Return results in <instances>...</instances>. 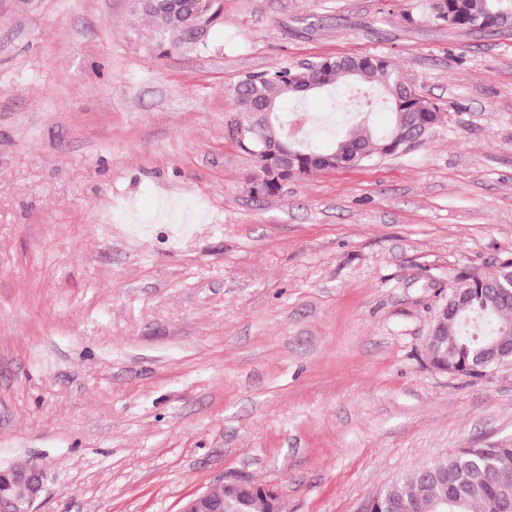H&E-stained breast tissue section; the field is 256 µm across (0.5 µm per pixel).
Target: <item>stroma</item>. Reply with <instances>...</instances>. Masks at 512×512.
I'll return each mask as SVG.
<instances>
[{"instance_id":"stroma-1","label":"stroma","mask_w":512,"mask_h":512,"mask_svg":"<svg viewBox=\"0 0 512 512\" xmlns=\"http://www.w3.org/2000/svg\"><path fill=\"white\" fill-rule=\"evenodd\" d=\"M163 54L132 0H0V465L36 512H179L244 479L358 512L512 435V364L433 368L459 275L512 258V27L425 0H221ZM380 54L443 120L405 152L256 196L234 88ZM17 467L24 466H0V511L34 512V504L44 489V474L33 465ZM6 486L20 487L23 492L19 496L6 498L3 494Z\"/></svg>"}]
</instances>
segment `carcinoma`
<instances>
[{"mask_svg":"<svg viewBox=\"0 0 512 512\" xmlns=\"http://www.w3.org/2000/svg\"><path fill=\"white\" fill-rule=\"evenodd\" d=\"M185 22L172 20L170 0H137L135 10L146 17L156 36L155 44L167 53L180 48L206 47L219 12L205 0H180ZM427 17L466 30L472 21L492 13L500 24L512 20V0H429ZM356 71L354 82L383 92V103L392 111L390 129L376 135L353 125L330 148L319 150L309 142V128L317 122L306 117L298 139L289 137L296 111L289 102L305 89L328 90ZM244 132L252 135L251 153L257 173L251 180L256 195L278 193L290 181L320 171L343 169V157L356 154L354 166L395 155L404 150V136L440 120V107L406 87L400 70L385 56H322L301 65H284L245 75L235 87ZM271 118H261L267 106ZM451 315L434 321L433 345L425 346L429 363L449 374L478 378L482 350L487 342L512 343V259L500 263L490 275L463 274L448 289ZM362 512H512V437L470 448H459L443 458L401 476L370 496ZM251 512H282L279 497L267 492L251 499Z\"/></svg>","mask_w":512,"mask_h":512,"instance_id":"obj_1","label":"carcinoma"}]
</instances>
